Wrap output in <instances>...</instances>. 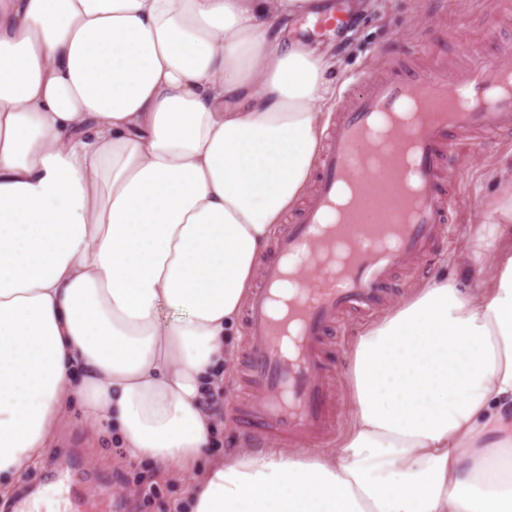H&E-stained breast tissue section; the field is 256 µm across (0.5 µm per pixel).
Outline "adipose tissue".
<instances>
[{"mask_svg":"<svg viewBox=\"0 0 512 512\" xmlns=\"http://www.w3.org/2000/svg\"><path fill=\"white\" fill-rule=\"evenodd\" d=\"M318 0H0V496L70 407L186 512H512V185L463 266L366 327L328 453L207 455L210 395L314 170Z\"/></svg>","mask_w":512,"mask_h":512,"instance_id":"adipose-tissue-1","label":"adipose tissue"}]
</instances>
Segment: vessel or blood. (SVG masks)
I'll list each match as a JSON object with an SVG mask.
<instances>
[{"instance_id":"obj_1","label":"vessel or blood","mask_w":512,"mask_h":512,"mask_svg":"<svg viewBox=\"0 0 512 512\" xmlns=\"http://www.w3.org/2000/svg\"><path fill=\"white\" fill-rule=\"evenodd\" d=\"M496 55L497 62H488L476 47L461 69L391 67L347 89V105L324 135L315 186L295 223L276 236L273 257L262 264L244 311L243 382L261 395L227 403L225 413L247 432L285 441L328 435L332 396L322 354L325 332L343 313L373 314L385 299L390 272L426 254L437 238L451 233L457 192L445 188L441 173L457 135H495L512 125V42L500 45ZM459 93L468 100L462 108L450 103ZM415 101L427 112L421 129L406 132L419 196L407 197L394 159L382 178L368 176L363 181L376 205L374 223H364L355 205L342 223L328 225L332 205L355 173L351 157L358 150L375 149L368 131L384 115L402 112ZM389 232L394 235L391 248L371 246L372 238ZM336 237L352 246L350 262L340 274L325 263ZM297 259L314 262L318 274L298 288L280 318L274 312L275 298L289 262ZM56 480L60 494L55 512H110L106 499L91 501L82 495L69 465L59 466Z\"/></svg>"}]
</instances>
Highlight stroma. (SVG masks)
I'll return each instance as SVG.
<instances>
[{
  "label": "stroma",
  "mask_w": 512,
  "mask_h": 512,
  "mask_svg": "<svg viewBox=\"0 0 512 512\" xmlns=\"http://www.w3.org/2000/svg\"><path fill=\"white\" fill-rule=\"evenodd\" d=\"M337 10L351 21L336 31L313 35L305 22H296L289 38L313 40L328 47L338 59L330 71L334 90L354 78L373 75L387 64L412 63L427 67L445 62L462 67L473 46H480L487 60H494V46L512 34V17H492V0H335ZM512 164V134L482 138L473 147L470 138L459 140L448 159L446 177L457 178L461 198L454 213L452 241H438L419 259L418 269L399 268L391 274L392 305H399L422 278L439 272L460 273L456 259L483 208L497 198L503 168ZM363 321L344 314L328 336L327 358L333 370L335 428L326 449L336 448L343 435L348 412L346 354L364 329ZM72 463L85 493L107 497L113 512H179L186 481L148 461H132L124 449L98 434L72 412L47 455L18 482L13 494L0 499V512H10L14 500L33 495L47 512L55 503L52 476L59 463Z\"/></svg>",
  "instance_id": "1"
}]
</instances>
